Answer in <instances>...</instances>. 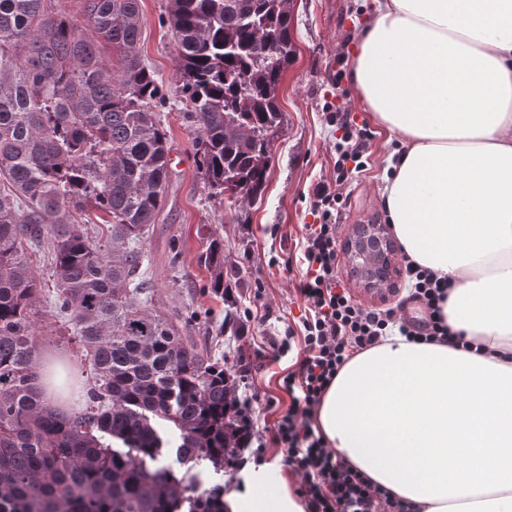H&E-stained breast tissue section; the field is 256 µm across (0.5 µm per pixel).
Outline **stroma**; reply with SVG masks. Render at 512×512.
Instances as JSON below:
<instances>
[{"label":"stroma","mask_w":512,"mask_h":512,"mask_svg":"<svg viewBox=\"0 0 512 512\" xmlns=\"http://www.w3.org/2000/svg\"><path fill=\"white\" fill-rule=\"evenodd\" d=\"M373 0H290L291 38L296 55L278 85L277 101L284 124L271 145L268 182L256 199L238 203L210 197L198 169L194 133L185 116L184 97L176 78V39L167 22L168 0H140L141 55L163 85L167 103L156 116L167 135L171 158L163 212L145 237L143 267L155 289L158 310L208 313L191 333L225 360L240 398L247 400L258 435L249 448L237 451L232 465L221 469L202 462L200 491L217 487L236 491L248 466L276 464L291 488L300 480L284 460L286 449L267 440L269 426L289 404L277 379L291 358L273 362V340L282 338L302 313L292 293L300 272L306 225L316 223L309 193L319 182L333 183L335 144L341 132L329 119L336 108L349 110L367 124L374 138L369 164L344 187L349 205L339 229L347 236L352 225L386 221L380 190L388 162L399 142L396 134L378 124L363 108L349 80L333 81L338 54H351ZM224 241V279L227 298L216 297L210 274L198 263L209 235ZM179 258H172L171 247ZM233 305L240 318L237 332H220L224 308ZM46 334L40 353L61 364L81 368L82 353L71 343L52 311H44ZM263 347L265 357L252 352Z\"/></svg>","instance_id":"obj_1"}]
</instances>
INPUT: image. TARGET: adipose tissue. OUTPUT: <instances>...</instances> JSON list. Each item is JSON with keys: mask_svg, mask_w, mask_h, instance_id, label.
I'll return each instance as SVG.
<instances>
[{"mask_svg": "<svg viewBox=\"0 0 512 512\" xmlns=\"http://www.w3.org/2000/svg\"><path fill=\"white\" fill-rule=\"evenodd\" d=\"M348 78L402 140L381 198L403 251L447 281L465 344L385 337L314 427L412 512H512V0H375ZM248 478L229 512H304L277 472Z\"/></svg>", "mask_w": 512, "mask_h": 512, "instance_id": "obj_1", "label": "adipose tissue"}]
</instances>
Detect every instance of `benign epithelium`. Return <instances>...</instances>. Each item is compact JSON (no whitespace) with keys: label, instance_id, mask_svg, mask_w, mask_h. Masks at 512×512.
<instances>
[{"label":"benign epithelium","instance_id":"1","mask_svg":"<svg viewBox=\"0 0 512 512\" xmlns=\"http://www.w3.org/2000/svg\"><path fill=\"white\" fill-rule=\"evenodd\" d=\"M388 224H356L341 245L348 275L367 294L386 299L396 292L401 270L396 265L398 245Z\"/></svg>","mask_w":512,"mask_h":512}]
</instances>
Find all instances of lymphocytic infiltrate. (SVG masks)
Instances as JSON below:
<instances>
[{"label":"lymphocytic infiltrate","instance_id":"f902f5d3","mask_svg":"<svg viewBox=\"0 0 512 512\" xmlns=\"http://www.w3.org/2000/svg\"><path fill=\"white\" fill-rule=\"evenodd\" d=\"M334 119L343 131L336 144V179L331 185L316 184L310 195L320 221L305 227V270L294 284L303 301L301 336L289 335L277 344L279 356L294 357V370L282 378L291 403L277 419L271 436L275 445L288 451L286 464L300 479L305 512H408L400 500L372 486L366 476L328 448L313 427L315 410L339 369L354 354L377 345L389 326H397L412 342L449 339L439 312L443 285L414 262L404 266L405 282L419 316L392 308L367 310L354 302L340 273L337 252L340 216L348 200L336 187L365 169L373 133L349 113L336 112Z\"/></svg>","mask_w":512,"mask_h":512}]
</instances>
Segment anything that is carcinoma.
Instances as JSON below:
<instances>
[{"instance_id": "1", "label": "carcinoma", "mask_w": 512, "mask_h": 512, "mask_svg": "<svg viewBox=\"0 0 512 512\" xmlns=\"http://www.w3.org/2000/svg\"><path fill=\"white\" fill-rule=\"evenodd\" d=\"M48 2L0 0V512H177L196 479L174 466L230 461L239 426L224 361L188 335L199 315L159 312L143 270L166 202V97L141 57L139 0H83L81 20ZM168 16L204 185L255 199L295 53L289 0H169ZM43 243L51 306L83 352L73 404L38 387L28 251ZM198 262L224 295V240L209 236Z\"/></svg>"}]
</instances>
